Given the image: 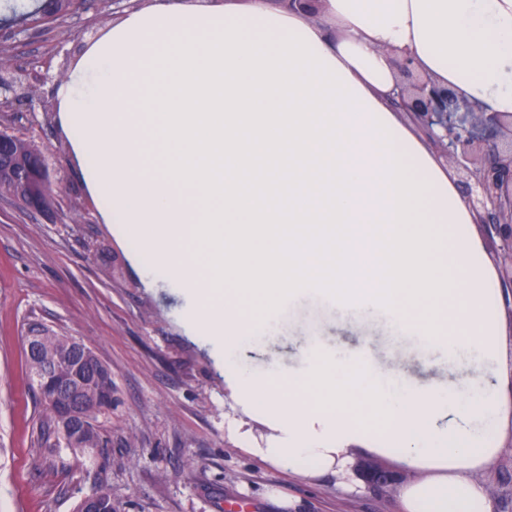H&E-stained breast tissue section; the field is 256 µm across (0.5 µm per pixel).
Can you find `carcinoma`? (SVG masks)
Masks as SVG:
<instances>
[{
    "instance_id": "1",
    "label": "carcinoma",
    "mask_w": 512,
    "mask_h": 512,
    "mask_svg": "<svg viewBox=\"0 0 512 512\" xmlns=\"http://www.w3.org/2000/svg\"><path fill=\"white\" fill-rule=\"evenodd\" d=\"M43 12L42 5L29 10L24 3L14 4L10 6L7 20L23 23L30 19L37 21ZM0 136L8 139V143L3 146L8 161L13 162L18 158L27 161L37 155L33 145L20 139L13 141L11 135L5 132H1ZM29 334L34 339L27 340V377L41 408L39 435L42 453L34 461V466L65 471L74 465H83V456L104 447L107 442V433L101 426L99 416L112 413V402H107L93 414L90 409L112 395V372L85 343L71 336L63 335L41 323L31 324ZM48 379L68 384L87 411L85 426L74 427L57 415L55 404L42 395L44 383ZM88 496L94 500V512H117L109 486L97 484Z\"/></svg>"
}]
</instances>
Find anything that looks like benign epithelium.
<instances>
[{"mask_svg": "<svg viewBox=\"0 0 512 512\" xmlns=\"http://www.w3.org/2000/svg\"><path fill=\"white\" fill-rule=\"evenodd\" d=\"M396 67L406 82L398 84L395 105L413 115L448 163L466 175L468 202L474 221L483 228L499 258L505 312L512 321V114L488 112L429 77L415 76L412 60ZM36 100L32 86L19 76L0 74V107ZM47 167L39 154L28 163L0 164V179L11 181L17 197L36 212L47 210L37 193V174ZM360 476L373 488L386 490L395 482L392 471L371 462L360 465Z\"/></svg>", "mask_w": 512, "mask_h": 512, "instance_id": "obj_1", "label": "benign epithelium"}]
</instances>
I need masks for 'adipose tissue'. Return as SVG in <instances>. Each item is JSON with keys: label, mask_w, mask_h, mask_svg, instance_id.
Wrapping results in <instances>:
<instances>
[{"label": "adipose tissue", "mask_w": 512, "mask_h": 512, "mask_svg": "<svg viewBox=\"0 0 512 512\" xmlns=\"http://www.w3.org/2000/svg\"><path fill=\"white\" fill-rule=\"evenodd\" d=\"M512 113V0H148L85 43L54 85L57 126L103 224H128L194 300L224 370V431L306 481L386 456L398 512H494L478 472L512 436L495 292L454 168L392 103L393 59ZM316 297L471 355L461 390L382 388L364 350L314 338L301 365L246 371L244 349ZM257 418L254 431L249 418Z\"/></svg>", "instance_id": "1"}]
</instances>
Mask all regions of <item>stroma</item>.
<instances>
[{
    "label": "stroma",
    "instance_id": "1",
    "mask_svg": "<svg viewBox=\"0 0 512 512\" xmlns=\"http://www.w3.org/2000/svg\"><path fill=\"white\" fill-rule=\"evenodd\" d=\"M108 0L87 12L86 29L64 17L36 26L13 48L6 72L49 62L38 83L41 109H0V131L33 143L50 165L54 201L43 213L0 196V512H73L96 482L112 489L119 512H276L271 487L299 499L300 512H395L394 497L367 484L346 494L335 479L316 485L252 459L224 436V376L184 324L187 300L168 269L154 262L126 224H102L67 140L51 110V80L67 71L86 36L114 19ZM154 281L146 286L141 271ZM41 321L83 341L112 371V414L102 423L109 445L88 467L37 470L38 410L25 370L26 324ZM347 355L365 349L393 378L456 389L466 351L402 336L384 315L337 314L322 301L284 308L239 360L261 374L297 368L306 337Z\"/></svg>",
    "mask_w": 512,
    "mask_h": 512
}]
</instances>
